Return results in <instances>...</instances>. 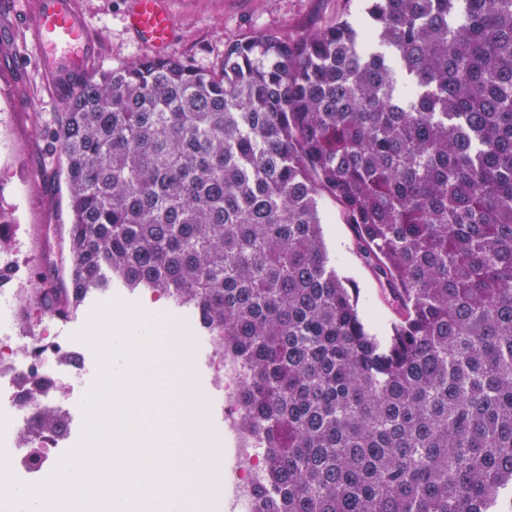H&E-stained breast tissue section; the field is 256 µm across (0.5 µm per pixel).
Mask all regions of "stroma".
<instances>
[{
    "mask_svg": "<svg viewBox=\"0 0 512 512\" xmlns=\"http://www.w3.org/2000/svg\"><path fill=\"white\" fill-rule=\"evenodd\" d=\"M90 29L99 37L102 56L98 69L116 68L150 52L129 33L125 14L129 0H77ZM172 18L173 32L164 54L195 68L212 70L224 60L225 46L265 32L296 34L328 24L344 10H356L355 0H160ZM64 105L49 92L33 59L16 66L0 64V210L16 219L6 234L29 277H36L45 261H52L57 287H64L67 271L69 200L65 186L43 181L45 142L35 135L34 122L49 125ZM323 238L336 271L348 280L359 298V309L372 319L377 335L390 333L398 306L389 288L359 254L352 225L330 195L320 198ZM112 297L141 310L159 338L169 325L193 328L190 313L165 303L162 314L151 308L149 294L124 288Z\"/></svg>",
    "mask_w": 512,
    "mask_h": 512,
    "instance_id": "35a3bbf8",
    "label": "stroma"
}]
</instances>
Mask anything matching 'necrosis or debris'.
<instances>
[{
  "label": "necrosis or debris",
  "instance_id": "4bbe7bcc",
  "mask_svg": "<svg viewBox=\"0 0 512 512\" xmlns=\"http://www.w3.org/2000/svg\"><path fill=\"white\" fill-rule=\"evenodd\" d=\"M0 269L13 275L11 288L0 300V413L8 418L0 445L7 452L12 474L23 483L37 484L50 476L58 449L69 443L70 431L65 428L39 439H23V432L37 418L25 392L35 388L43 398L61 402L63 409L80 408L85 357L80 341L62 333L49 313H40L29 328H21L19 315L33 305V290L13 251H0ZM211 370L213 387L224 395V436L232 442L224 451L231 461L224 499L229 512H250L264 450L240 423L237 395L243 376L238 367L227 359L215 360Z\"/></svg>",
  "mask_w": 512,
  "mask_h": 512
}]
</instances>
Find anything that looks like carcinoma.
Instances as JSON below:
<instances>
[{
    "label": "carcinoma",
    "instance_id": "obj_1",
    "mask_svg": "<svg viewBox=\"0 0 512 512\" xmlns=\"http://www.w3.org/2000/svg\"><path fill=\"white\" fill-rule=\"evenodd\" d=\"M36 133L71 210L66 314L148 290L238 360L253 512H512V0H369L217 71L144 58ZM329 194L398 303L362 317ZM32 434L63 428L41 406Z\"/></svg>",
    "mask_w": 512,
    "mask_h": 512
}]
</instances>
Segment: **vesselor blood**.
Returning a JSON list of instances; mask_svg holds the SVG:
<instances>
[{
  "instance_id": "b4317fda",
  "label": "vessel or blood",
  "mask_w": 512,
  "mask_h": 512,
  "mask_svg": "<svg viewBox=\"0 0 512 512\" xmlns=\"http://www.w3.org/2000/svg\"><path fill=\"white\" fill-rule=\"evenodd\" d=\"M0 13L21 20L40 57L59 51L69 56L67 70L60 72L50 66L44 69V81L57 99L67 100L82 87L99 58L100 46L76 0H38L35 10L30 12L21 9L20 0H0ZM127 24L140 44L163 53L172 26L160 0H132Z\"/></svg>"
}]
</instances>
